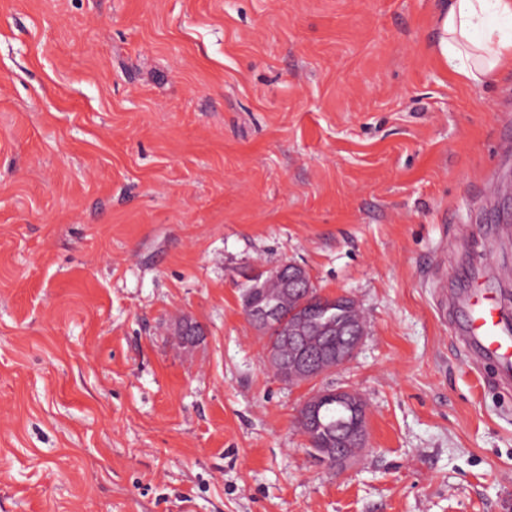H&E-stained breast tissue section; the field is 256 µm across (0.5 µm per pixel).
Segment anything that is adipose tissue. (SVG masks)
<instances>
[{"instance_id":"adipose-tissue-1","label":"adipose tissue","mask_w":512,"mask_h":512,"mask_svg":"<svg viewBox=\"0 0 512 512\" xmlns=\"http://www.w3.org/2000/svg\"><path fill=\"white\" fill-rule=\"evenodd\" d=\"M440 56L473 83L512 69V0H449L437 18Z\"/></svg>"}]
</instances>
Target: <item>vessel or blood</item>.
Here are the masks:
<instances>
[{"label": "vessel or blood", "instance_id": "b4317fda", "mask_svg": "<svg viewBox=\"0 0 512 512\" xmlns=\"http://www.w3.org/2000/svg\"><path fill=\"white\" fill-rule=\"evenodd\" d=\"M443 304L460 314L458 338L465 349L493 361L502 378L511 381L512 322L503 316L494 288L480 280L468 294L449 295Z\"/></svg>", "mask_w": 512, "mask_h": 512}]
</instances>
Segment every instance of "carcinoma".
Listing matches in <instances>:
<instances>
[{
  "label": "carcinoma",
  "instance_id": "cac0c4a2",
  "mask_svg": "<svg viewBox=\"0 0 512 512\" xmlns=\"http://www.w3.org/2000/svg\"><path fill=\"white\" fill-rule=\"evenodd\" d=\"M271 297L280 306L283 326L279 330L269 331L268 345L278 350V360L272 363L275 374H280V366L291 360L293 349L288 345V326L299 318H306L316 332L329 325L355 324L362 315L355 302L351 299L332 300L321 294L317 288L310 287L302 292L286 293L280 288L278 279L270 273H264L259 279L258 289L252 292L245 285H239V298L243 312L253 299ZM349 411L336 402H328L322 406L321 424L309 425L300 422V426L308 437L314 458L331 468L336 467V425L347 419Z\"/></svg>",
  "mask_w": 512,
  "mask_h": 512
}]
</instances>
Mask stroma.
I'll use <instances>...</instances> for the list:
<instances>
[{
	"mask_svg": "<svg viewBox=\"0 0 512 512\" xmlns=\"http://www.w3.org/2000/svg\"><path fill=\"white\" fill-rule=\"evenodd\" d=\"M443 4L0 0V512H512V388L439 297L512 318V75L449 72ZM289 261L366 321L317 383L239 301ZM321 386L369 408L340 469ZM327 398H335L336 401L327 402L322 406L320 425L314 426L313 423L308 425L301 420L300 416L299 423L308 437L310 448L314 451V458L320 463L336 468V452L345 451L352 457L360 444L355 439L364 444L367 435V418L360 397L346 388L333 389L327 387L323 391L314 392L303 402L301 411L310 416H315L316 410L321 407ZM336 402L350 406L355 414L354 424L343 427V434L338 438V444H341L343 436L355 438L350 439L344 445V448H336V425L342 420H346L350 412L344 406L336 404Z\"/></svg>",
	"mask_w": 512,
	"mask_h": 512,
	"instance_id": "obj_1",
	"label": "stroma"
}]
</instances>
